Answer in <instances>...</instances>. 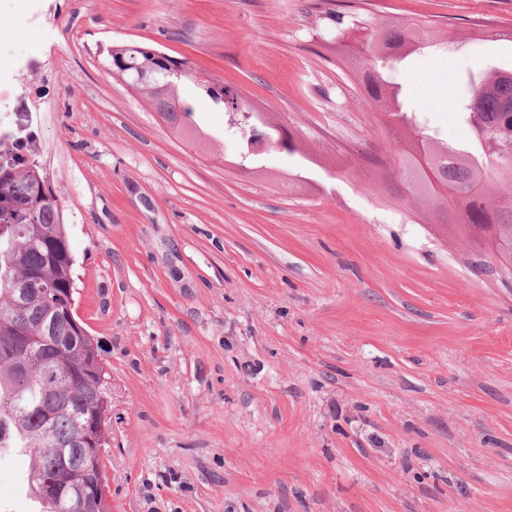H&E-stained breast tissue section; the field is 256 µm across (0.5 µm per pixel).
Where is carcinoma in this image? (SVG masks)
Returning a JSON list of instances; mask_svg holds the SVG:
<instances>
[{"instance_id":"cac0c4a2","label":"carcinoma","mask_w":512,"mask_h":512,"mask_svg":"<svg viewBox=\"0 0 512 512\" xmlns=\"http://www.w3.org/2000/svg\"><path fill=\"white\" fill-rule=\"evenodd\" d=\"M331 48L352 79L364 89L383 126L394 137L398 172L407 193L430 206L434 220L466 230L474 242L490 236L512 240V193L494 202L488 176L512 188V78L499 70H468L462 77V101L472 135L468 148L437 140L407 111L393 80L395 62L429 47V21L382 23L370 13H333ZM138 42L106 49L104 68L124 72L136 93L162 118L171 132L202 151L207 137L192 120L193 107L180 96L181 80L165 70L180 64L182 80L221 108L231 126L248 129L250 140L272 129V143L302 152L283 125L247 108L238 93L219 81H202L186 57L162 63ZM74 258L62 199L42 165L20 152L0 160V451L19 450L30 457L27 476L41 512H60L59 500L42 490L83 479L106 482L105 472L86 467L90 449L80 442L82 425H98L101 446L108 445L111 382L94 338L74 316H53L47 290L74 304ZM46 336L44 349L24 354L12 338Z\"/></svg>"}]
</instances>
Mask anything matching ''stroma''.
<instances>
[{"label": "stroma", "mask_w": 512, "mask_h": 512, "mask_svg": "<svg viewBox=\"0 0 512 512\" xmlns=\"http://www.w3.org/2000/svg\"><path fill=\"white\" fill-rule=\"evenodd\" d=\"M0 0V77L51 101L41 163L75 258V314L111 376L109 512H512V275L404 196L399 156L327 49L350 0ZM462 49L398 80L452 145L465 66L512 67V0H369ZM150 44L275 113L306 156H211L106 74ZM385 159V169L364 156ZM0 455V512H34Z\"/></svg>", "instance_id": "35a3bbf8"}]
</instances>
